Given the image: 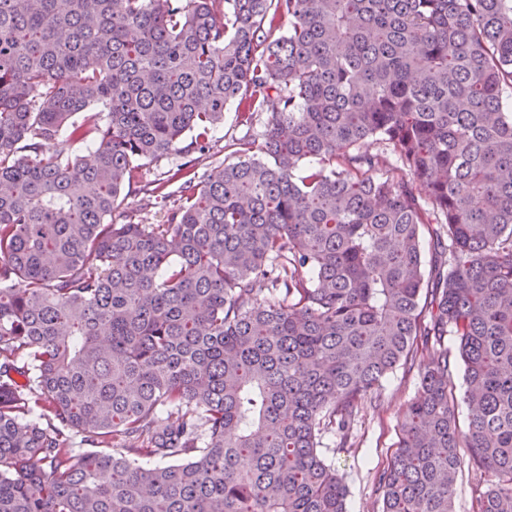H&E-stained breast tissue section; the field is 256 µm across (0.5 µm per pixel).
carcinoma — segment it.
Listing matches in <instances>:
<instances>
[{"label": "carcinoma", "instance_id": "carcinoma-1", "mask_svg": "<svg viewBox=\"0 0 512 512\" xmlns=\"http://www.w3.org/2000/svg\"><path fill=\"white\" fill-rule=\"evenodd\" d=\"M509 94L512 0H0V512H347L401 365L382 512H512ZM237 103H231L224 111V122L219 124L212 133L210 152L204 156L199 163V172H210L217 167L224 166V157L232 150L231 145L237 139L244 136L256 135L262 131L261 125H256L253 129L247 130L236 124ZM176 161H182L176 155H170L168 158H163L157 162H152L142 166L139 172L138 183L134 184L130 188V192H127V187L124 190L122 197L125 199L122 206L127 211L133 212L136 215V219L143 220L145 224H158L163 220L164 212L157 205H147V200L140 189L145 184L153 182L159 178H162L171 166ZM417 368L400 366L374 392V399L361 410L355 437L342 446L339 438L327 435L323 453L348 486V512H379L375 473L387 466L397 448V425L417 395ZM344 447V448H342ZM475 497V487L468 475L467 469L458 477L457 494L455 498L456 512H470Z\"/></svg>", "mask_w": 512, "mask_h": 512}]
</instances>
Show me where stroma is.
Instances as JSON below:
<instances>
[{
    "mask_svg": "<svg viewBox=\"0 0 512 512\" xmlns=\"http://www.w3.org/2000/svg\"><path fill=\"white\" fill-rule=\"evenodd\" d=\"M236 112L232 104L225 109L223 123L212 133V148L199 163L200 171L209 172L223 166L224 157L230 153L232 144L247 136V129L236 124ZM172 163V158L168 157L142 166L138 184L126 193L123 208L133 212L144 223H160L162 210L147 202L141 187L162 178ZM418 389L417 369L399 367L375 391L372 403L361 410L355 436L350 443H340L338 438L331 435L325 437L323 453L328 462L343 474L348 486V512H379L375 474L393 456L398 441L397 425Z\"/></svg>",
    "mask_w": 512,
    "mask_h": 512,
    "instance_id": "1",
    "label": "stroma"
}]
</instances>
